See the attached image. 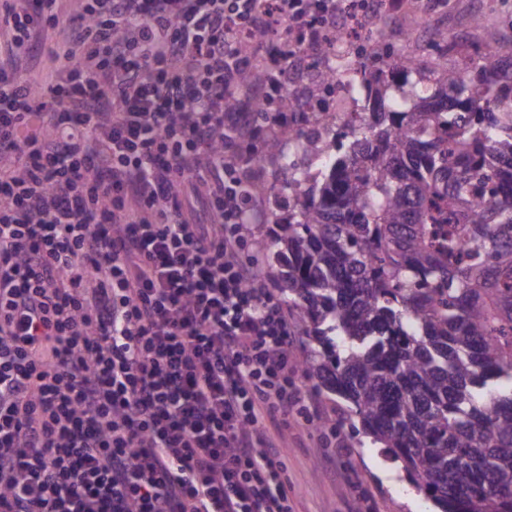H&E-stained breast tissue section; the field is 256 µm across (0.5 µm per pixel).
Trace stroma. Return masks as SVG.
<instances>
[{"label": "stroma", "instance_id": "1", "mask_svg": "<svg viewBox=\"0 0 512 512\" xmlns=\"http://www.w3.org/2000/svg\"><path fill=\"white\" fill-rule=\"evenodd\" d=\"M384 46L405 48L419 60L436 56L435 31L447 33L456 50L512 42V0H385ZM481 26H474V17ZM341 91L310 100L306 113H289L290 131L316 127L323 113L353 110ZM250 149L257 162L248 164L246 184L259 185L255 195L260 218L248 225L244 259L257 263L263 284L275 286V264L271 241L277 224L288 219V194L283 190L286 172L280 156L269 154L263 138ZM317 398L349 449L346 456L333 457L326 427L289 418L286 425L271 430L279 444V474L288 491L294 512H437L436 505L418 493L399 462L369 438L350 427L347 406L336 395L321 392Z\"/></svg>", "mask_w": 512, "mask_h": 512}]
</instances>
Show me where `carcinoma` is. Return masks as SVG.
Listing matches in <instances>:
<instances>
[{
    "label": "carcinoma",
    "mask_w": 512,
    "mask_h": 512,
    "mask_svg": "<svg viewBox=\"0 0 512 512\" xmlns=\"http://www.w3.org/2000/svg\"><path fill=\"white\" fill-rule=\"evenodd\" d=\"M349 66L274 242L304 368L442 512H512V43Z\"/></svg>",
    "instance_id": "cac0c4a2"
}]
</instances>
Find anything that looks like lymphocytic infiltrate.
Wrapping results in <instances>:
<instances>
[{"mask_svg":"<svg viewBox=\"0 0 512 512\" xmlns=\"http://www.w3.org/2000/svg\"><path fill=\"white\" fill-rule=\"evenodd\" d=\"M374 8L0 0V512H293L266 430L325 414L243 260V145Z\"/></svg>","mask_w":512,"mask_h":512,"instance_id":"1","label":"lymphocytic infiltrate"}]
</instances>
